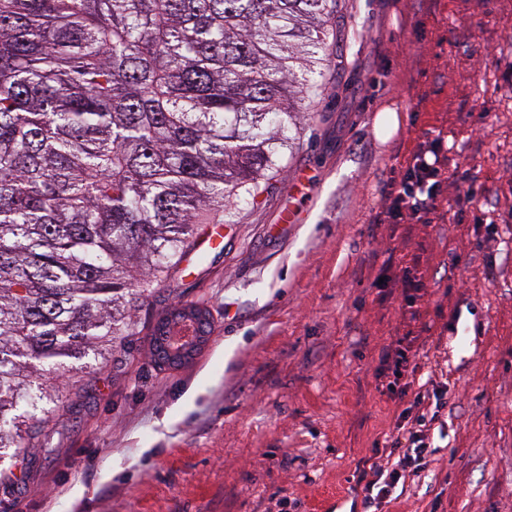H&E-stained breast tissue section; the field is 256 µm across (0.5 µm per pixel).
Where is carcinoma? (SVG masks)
<instances>
[{"label":"carcinoma","instance_id":"carcinoma-1","mask_svg":"<svg viewBox=\"0 0 512 512\" xmlns=\"http://www.w3.org/2000/svg\"><path fill=\"white\" fill-rule=\"evenodd\" d=\"M337 0H0V464L233 223L326 90ZM210 312L178 301L149 354Z\"/></svg>","mask_w":512,"mask_h":512}]
</instances>
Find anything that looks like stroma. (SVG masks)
<instances>
[{"label":"stroma","instance_id":"stroma-1","mask_svg":"<svg viewBox=\"0 0 512 512\" xmlns=\"http://www.w3.org/2000/svg\"><path fill=\"white\" fill-rule=\"evenodd\" d=\"M340 6L328 90L272 189L201 226L129 346L68 385L0 512H512V0ZM437 137L435 209L388 223L393 181ZM178 300L214 331L161 369L148 333ZM398 346L448 406L429 470L368 504L358 463L414 400L380 371Z\"/></svg>","mask_w":512,"mask_h":512}]
</instances>
